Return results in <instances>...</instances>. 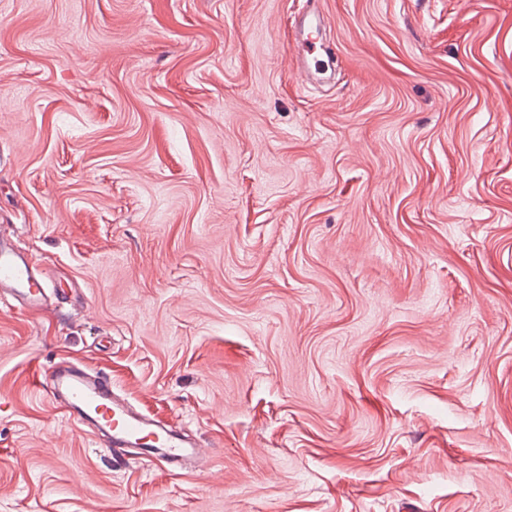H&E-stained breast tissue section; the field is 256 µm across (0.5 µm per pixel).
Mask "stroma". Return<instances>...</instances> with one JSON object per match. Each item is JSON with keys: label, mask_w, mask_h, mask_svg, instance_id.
Segmentation results:
<instances>
[{"label": "stroma", "mask_w": 512, "mask_h": 512, "mask_svg": "<svg viewBox=\"0 0 512 512\" xmlns=\"http://www.w3.org/2000/svg\"><path fill=\"white\" fill-rule=\"evenodd\" d=\"M0 0V512H512V0ZM73 360L204 472L115 463ZM314 2L294 17L289 30L296 66L306 81L322 80L331 67L332 58L329 48L319 36L324 17L314 7ZM13 224L0 225V298L26 308H46L47 276L34 270L14 246Z\"/></svg>", "instance_id": "1"}]
</instances>
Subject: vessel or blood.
<instances>
[{
    "instance_id": "vessel-or-blood-1",
    "label": "vessel or blood",
    "mask_w": 512,
    "mask_h": 512,
    "mask_svg": "<svg viewBox=\"0 0 512 512\" xmlns=\"http://www.w3.org/2000/svg\"><path fill=\"white\" fill-rule=\"evenodd\" d=\"M324 17L315 7L298 13L290 24L289 43L297 69L308 81L321 80L331 66V52L319 36ZM13 225H0V298L26 308L47 305V276L34 270L14 246ZM50 397L62 404L69 419L106 438L114 462L125 463L135 448L155 451L158 473L175 475L185 466L202 464L209 450L184 437L166 421L132 408L118 397L111 380L100 372L61 361L44 374Z\"/></svg>"
}]
</instances>
